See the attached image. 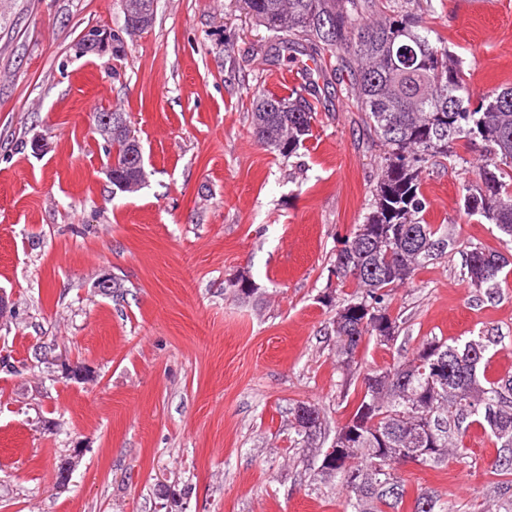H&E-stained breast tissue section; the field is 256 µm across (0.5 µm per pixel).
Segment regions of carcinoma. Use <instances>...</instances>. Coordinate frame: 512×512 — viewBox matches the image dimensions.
<instances>
[{
	"mask_svg": "<svg viewBox=\"0 0 512 512\" xmlns=\"http://www.w3.org/2000/svg\"><path fill=\"white\" fill-rule=\"evenodd\" d=\"M251 15L286 44H305L314 62L333 57L346 73L365 112L369 132L383 151L371 212L344 238L334 273L356 291L336 305L333 320L342 376L356 373L365 339L388 346L400 325L390 313L396 288L445 253L448 228L426 222L422 192L425 164L453 156L457 142L481 145L484 163L464 186L462 209L496 225L512 243V84L475 97L461 61L433 37L418 16L396 0H244ZM125 21L154 22L152 0H122ZM307 90L256 99L251 124L256 140L284 158L311 135L315 108ZM112 185L135 193L145 180L142 150L130 129L112 128ZM498 251L467 254L469 287L497 294L512 272ZM250 300L259 288L228 283ZM501 336H477L463 344L432 336L411 356L361 377L345 423L329 448L317 444L320 409L297 403L288 440L320 461L314 480L339 483L344 512H401L406 493L397 450L415 462L441 468L468 453L464 437L481 429L496 448L489 468L499 480L486 494V512H512V374L490 371ZM439 379L432 380L435 370ZM411 512H448L439 494L420 491Z\"/></svg>",
	"mask_w": 512,
	"mask_h": 512,
	"instance_id": "obj_1",
	"label": "carcinoma"
}]
</instances>
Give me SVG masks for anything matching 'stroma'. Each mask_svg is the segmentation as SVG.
<instances>
[{
  "instance_id": "1",
  "label": "stroma",
  "mask_w": 512,
  "mask_h": 512,
  "mask_svg": "<svg viewBox=\"0 0 512 512\" xmlns=\"http://www.w3.org/2000/svg\"><path fill=\"white\" fill-rule=\"evenodd\" d=\"M462 59L470 89L512 82V0H411ZM155 21L121 56L76 57L88 30L122 33L121 0H9L0 21V512H165L159 484L186 489V512H343L337 486L288 442L291 410L324 413L329 447L349 409L326 295L342 240L373 202L381 150L333 64L309 73L243 0H155ZM314 82L312 134L284 158L250 126L259 94ZM123 112L147 178L113 191L94 115ZM423 174L425 219L447 225L446 252L390 305L393 346L365 339L362 369L411 355L427 337L509 339L493 362L512 372V280L495 301L469 288L476 247L502 234L461 209L482 158L461 144ZM120 296L94 292L103 272ZM249 276L256 299L229 280ZM92 369L75 383L58 357ZM468 456L402 467L408 497L433 489L478 512L495 449L469 431ZM83 457L66 491L63 458Z\"/></svg>"
}]
</instances>
